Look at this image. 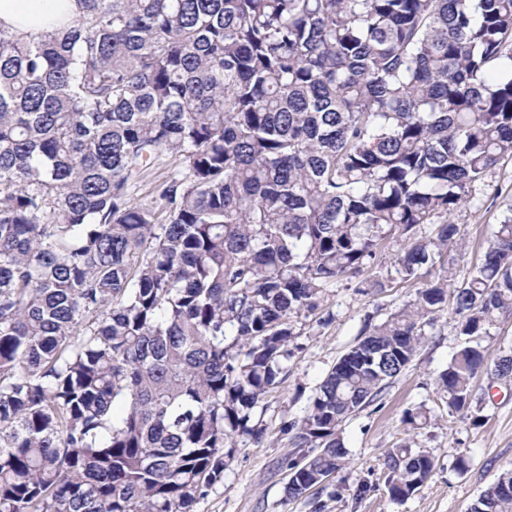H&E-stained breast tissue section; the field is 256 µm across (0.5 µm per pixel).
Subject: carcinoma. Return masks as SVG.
Wrapping results in <instances>:
<instances>
[{"mask_svg": "<svg viewBox=\"0 0 512 512\" xmlns=\"http://www.w3.org/2000/svg\"><path fill=\"white\" fill-rule=\"evenodd\" d=\"M77 2L35 39L0 26V512H193L228 443L262 441L294 319L389 237L405 278L434 265L512 156V0ZM447 297L440 277L365 323L293 424L316 452L287 498L323 512L340 424ZM511 311L508 221L452 312L480 338ZM484 367L455 352L448 407ZM387 467L404 500L434 459L405 444ZM471 512H512V471Z\"/></svg>", "mask_w": 512, "mask_h": 512, "instance_id": "obj_1", "label": "carcinoma"}]
</instances>
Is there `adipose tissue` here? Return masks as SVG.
<instances>
[{
    "label": "adipose tissue",
    "instance_id": "adipose-tissue-1",
    "mask_svg": "<svg viewBox=\"0 0 512 512\" xmlns=\"http://www.w3.org/2000/svg\"><path fill=\"white\" fill-rule=\"evenodd\" d=\"M76 0H0V25L24 35H36L51 22L76 16Z\"/></svg>",
    "mask_w": 512,
    "mask_h": 512
}]
</instances>
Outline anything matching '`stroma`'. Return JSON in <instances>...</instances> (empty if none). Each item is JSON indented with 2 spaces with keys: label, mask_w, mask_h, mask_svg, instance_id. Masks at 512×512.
Here are the masks:
<instances>
[{
  "label": "stroma",
  "mask_w": 512,
  "mask_h": 512,
  "mask_svg": "<svg viewBox=\"0 0 512 512\" xmlns=\"http://www.w3.org/2000/svg\"><path fill=\"white\" fill-rule=\"evenodd\" d=\"M512 218V158L507 157L476 186L470 202L453 216L458 242L436 262L431 273L406 280L397 271L401 242L387 239L377 263L361 277L346 278L329 288L323 311L329 324L317 316L301 318V334L294 341L280 381L266 396L252 423L266 428L263 443L237 436L228 451L223 478L200 498L194 512H313L308 498L289 500L284 487L287 463L299 457L284 423L300 422L320 384L336 361L359 338L366 318L380 321L415 300L433 275L448 278L449 288L461 286L480 262L496 224ZM383 277L380 292L360 293L362 279ZM451 310L439 312L435 326L413 361L383 392L379 403L342 422L339 434L348 450V466L331 482L337 496L324 512H470L474 501L500 474L512 469V379L496 380L479 372L473 380L477 404L467 411L449 409L437 386L439 374L464 343ZM424 407L427 419L411 427L405 411ZM423 449L435 459L427 482L405 500L392 499L385 486L390 452L404 443ZM372 488L355 498L359 480Z\"/></svg>",
  "instance_id": "obj_1"
}]
</instances>
